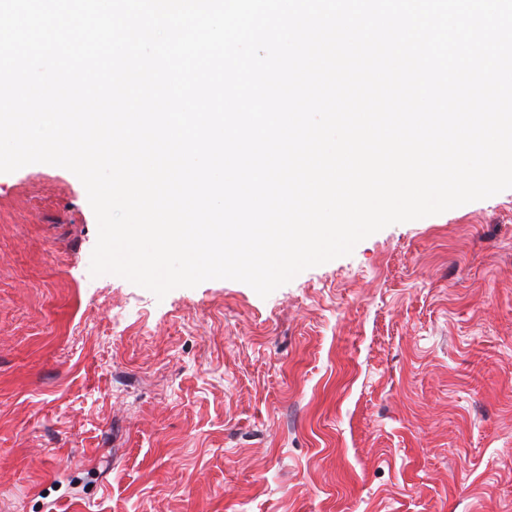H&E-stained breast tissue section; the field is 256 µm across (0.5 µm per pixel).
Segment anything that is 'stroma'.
<instances>
[{
  "instance_id": "35a3bbf8",
  "label": "stroma",
  "mask_w": 512,
  "mask_h": 512,
  "mask_svg": "<svg viewBox=\"0 0 512 512\" xmlns=\"http://www.w3.org/2000/svg\"><path fill=\"white\" fill-rule=\"evenodd\" d=\"M96 241L72 172L0 174V512H512V189L265 298Z\"/></svg>"
}]
</instances>
